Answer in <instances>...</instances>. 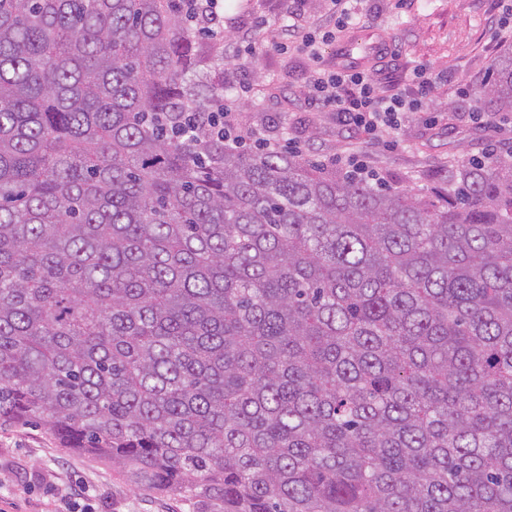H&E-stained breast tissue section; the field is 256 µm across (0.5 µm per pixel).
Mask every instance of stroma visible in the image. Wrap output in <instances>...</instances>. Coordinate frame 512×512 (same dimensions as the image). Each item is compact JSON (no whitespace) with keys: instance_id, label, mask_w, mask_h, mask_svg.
<instances>
[{"instance_id":"1","label":"stroma","mask_w":512,"mask_h":512,"mask_svg":"<svg viewBox=\"0 0 512 512\" xmlns=\"http://www.w3.org/2000/svg\"><path fill=\"white\" fill-rule=\"evenodd\" d=\"M299 9L311 23H331L324 0H224V85L249 89L253 101L238 115L243 128L264 126L324 170L351 156L366 161L379 182L428 196L451 190L463 165L512 153V114L489 111L478 92L494 62L512 50V37L492 31L502 19L501 0H360L358 29L386 33L393 43L391 66L376 76L379 93L407 90L419 66L432 73L424 111L402 116L392 136L340 125L335 112L318 109L308 96L311 60L275 46ZM258 15L268 43L250 54L238 42ZM0 512L208 509L138 490L110 463L60 448L45 426L2 424Z\"/></svg>"}]
</instances>
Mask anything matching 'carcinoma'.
<instances>
[{"instance_id": "cac0c4a2", "label": "carcinoma", "mask_w": 512, "mask_h": 512, "mask_svg": "<svg viewBox=\"0 0 512 512\" xmlns=\"http://www.w3.org/2000/svg\"><path fill=\"white\" fill-rule=\"evenodd\" d=\"M223 100L181 0H0V422L217 512H512V154L431 199L184 136Z\"/></svg>"}]
</instances>
